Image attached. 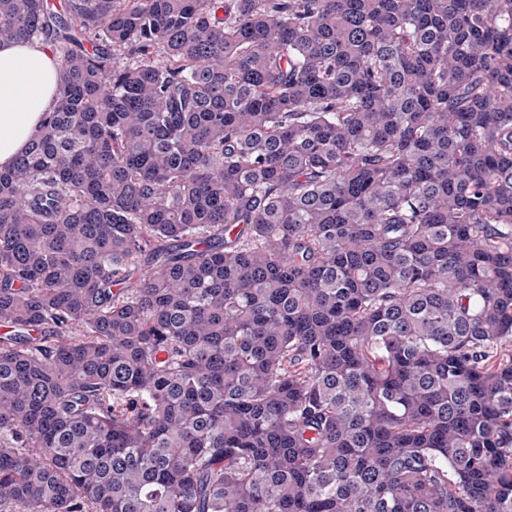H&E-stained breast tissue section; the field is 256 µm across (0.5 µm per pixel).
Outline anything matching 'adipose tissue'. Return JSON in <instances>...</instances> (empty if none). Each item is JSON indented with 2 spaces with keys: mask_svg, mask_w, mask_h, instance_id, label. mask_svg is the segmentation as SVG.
Masks as SVG:
<instances>
[{
  "mask_svg": "<svg viewBox=\"0 0 512 512\" xmlns=\"http://www.w3.org/2000/svg\"><path fill=\"white\" fill-rule=\"evenodd\" d=\"M57 66L44 45L0 44V169L14 164L54 108Z\"/></svg>",
  "mask_w": 512,
  "mask_h": 512,
  "instance_id": "ef3b65f1",
  "label": "adipose tissue"
}]
</instances>
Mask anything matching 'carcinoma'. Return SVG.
Segmentation results:
<instances>
[{
	"mask_svg": "<svg viewBox=\"0 0 512 512\" xmlns=\"http://www.w3.org/2000/svg\"><path fill=\"white\" fill-rule=\"evenodd\" d=\"M0 512H512V0H0ZM57 66L39 43L0 44V169L14 164L54 108Z\"/></svg>",
	"mask_w": 512,
	"mask_h": 512,
	"instance_id": "cac0c4a2",
	"label": "carcinoma"
}]
</instances>
